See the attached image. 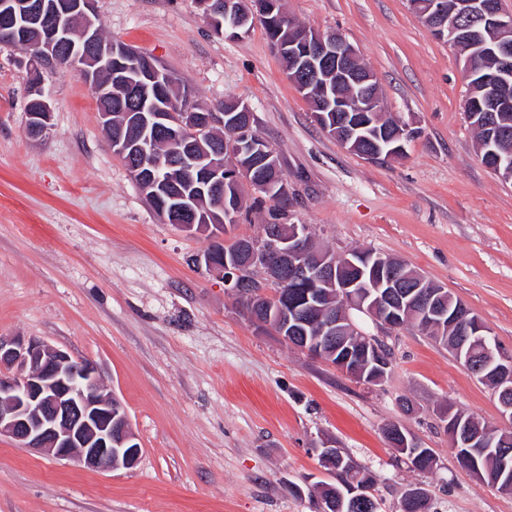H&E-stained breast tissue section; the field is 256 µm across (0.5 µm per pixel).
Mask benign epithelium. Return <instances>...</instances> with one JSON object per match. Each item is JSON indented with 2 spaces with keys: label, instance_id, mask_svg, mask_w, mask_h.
I'll return each mask as SVG.
<instances>
[{
  "label": "benign epithelium",
  "instance_id": "benign-epithelium-1",
  "mask_svg": "<svg viewBox=\"0 0 512 512\" xmlns=\"http://www.w3.org/2000/svg\"><path fill=\"white\" fill-rule=\"evenodd\" d=\"M412 11L416 12L422 24L439 40L454 44L469 52L481 46L483 33L493 35L496 44L498 65L492 74L494 93L481 99L468 100V106L477 112H496L501 104L512 99V12L505 11L500 0H409ZM28 17L38 32L39 53L26 56L25 65L31 81L29 94L34 97L37 111L27 113V131L30 137L39 138L51 129L52 107L44 90L43 73L56 66H71L81 71L92 88L103 96L108 93L106 86L97 78V63L112 59V45L100 39V27L96 18L94 0H72L57 6L53 12H46L45 0H24ZM224 12L232 15L228 26L231 35L246 34L251 29L253 16L258 14H287L282 0H255L243 5L240 0H225ZM76 29L80 42L68 44L67 53H61V37L64 32ZM17 29L16 13L0 6V38L7 42ZM281 55L290 60L288 78L293 81L309 101L313 100V84L309 71L322 70V79L316 88L321 103L318 111L312 113L316 123L330 136L350 151H356V132L367 127L358 120L329 124L326 112H380L383 109L379 94L372 90L376 84L375 75L362 67L357 49L337 32L308 30L302 40H290L278 45ZM119 54L143 61L139 106L126 113V119L144 129H153L154 134L165 135L178 130L185 134L184 143L193 146L200 136L211 128L227 126L232 137L225 144V150L214 154L211 168L215 174H224L235 182L244 180L239 168L224 169V154L238 157L244 153H255L263 161L279 166V159L266 143L252 130L255 122L251 108L238 112H196L187 110L154 112L147 106L152 100L151 91L158 89L167 72L155 61L144 57L130 47L120 48ZM403 131L386 138L392 143L388 152L377 147L361 154V157L375 161L386 156L393 157L404 151L400 144L403 132L410 125L401 124ZM137 181L143 192L150 197L159 196L164 180L160 166L142 161L136 167ZM224 178L210 179L200 188L201 194L216 198L224 194ZM171 211L184 216L182 228L190 233L209 234L212 225L208 215L199 212L194 199L186 196L167 195L165 203ZM310 232L306 225L296 224L286 237L270 234L265 238H246L240 246V260L231 266H222L215 261L214 253L205 252L200 260L220 279L224 288L234 298H244L252 293L249 276L256 270L265 279L282 284L288 283V269L297 271L298 280L305 283L306 300H319L323 296L320 288L336 290L337 313H329L323 332L331 344L342 329L339 325L349 324L348 331L360 332L350 315L354 309L365 313L383 326L393 329L399 316L394 307L407 301L427 316L430 324L448 321L463 324L468 337L490 333L481 318L471 309L448 314L443 306L421 291L424 280L419 277L403 279L395 270L394 259L376 257L382 266L392 268L385 282L387 291L378 297L377 303L364 306V301L352 291L356 282H342L337 277L336 260L324 257L314 269H308L297 259L305 256L310 249ZM370 347L359 345L346 347L341 356L330 353L332 364L348 373L354 369L352 360L364 358ZM487 366L493 368L495 379L503 391H512V360L498 359L488 353ZM444 426L452 435L453 448H484L487 446V431L465 424L451 415L443 416ZM16 440L23 448H33L53 456L57 460L75 461L92 469L131 468L138 461L140 447L135 445L136 436L132 431L127 414L120 401L113 395L103 393L99 373L91 361H77L68 353L36 339L21 336L5 339L0 336V436ZM348 494H340L339 503H359L370 498L373 487L369 480L346 487Z\"/></svg>",
  "mask_w": 512,
  "mask_h": 512
}]
</instances>
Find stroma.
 I'll return each mask as SVG.
<instances>
[{
    "mask_svg": "<svg viewBox=\"0 0 512 512\" xmlns=\"http://www.w3.org/2000/svg\"><path fill=\"white\" fill-rule=\"evenodd\" d=\"M309 30L341 33L377 78L388 115L417 136L400 160L369 161L313 120L261 22L214 33L197 0H95L105 35L156 59L188 87L187 107L246 101L278 156L287 204L254 189L223 237L304 224L338 255L374 250L448 290L512 354V183L477 155L456 51L408 0H286ZM23 54L0 48V336L92 361L122 402L141 455L93 470L0 436V512H320L331 440L375 481L381 512L414 486L434 512H512V492L457 460L446 407L505 426L491 390L416 329H361L394 360L382 383L350 378L257 329L200 256L211 237L162 222L105 137L96 96L75 70L45 74L44 138L26 133ZM434 449L421 473L384 428Z\"/></svg>",
    "mask_w": 512,
    "mask_h": 512,
    "instance_id": "obj_1",
    "label": "stroma"
}]
</instances>
